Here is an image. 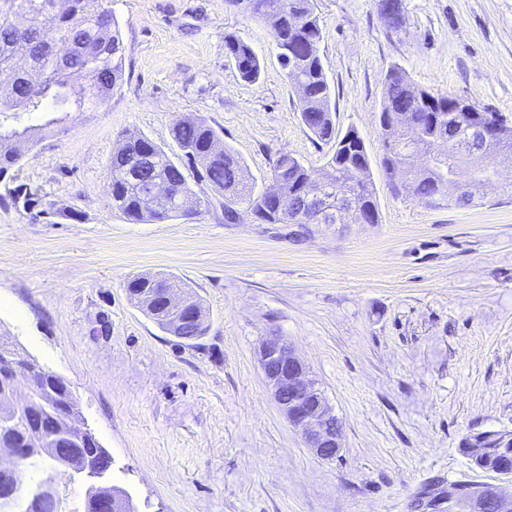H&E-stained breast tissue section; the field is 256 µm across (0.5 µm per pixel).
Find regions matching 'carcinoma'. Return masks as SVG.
Wrapping results in <instances>:
<instances>
[{"label": "carcinoma", "mask_w": 512, "mask_h": 512, "mask_svg": "<svg viewBox=\"0 0 512 512\" xmlns=\"http://www.w3.org/2000/svg\"><path fill=\"white\" fill-rule=\"evenodd\" d=\"M47 0H0V70L11 66L22 50L29 58L26 76L0 97V180L21 161L18 145L34 142L46 129L64 122L71 112H96L106 105L123 75L124 43L112 12L101 0H61L52 28L41 30L39 17ZM244 10L251 16L271 20L272 38L287 81L298 98L301 122L317 139L334 144L319 176L321 193L306 202L300 197L309 185L312 172L297 158L281 155L273 166L278 193L263 196L250 181L246 168L224 145V138L207 118L187 113L175 120L170 137L181 155L171 156L163 147L144 136L120 139L112 149L108 170L112 208L134 223H148L180 213V202L193 198L198 205H210L208 195L200 196L193 185H204L220 197L224 223L235 224L242 215H251L259 224H286L297 218L301 208L312 211L308 224H376L379 219L372 180V160L365 144L353 129L340 135L331 108V87L320 54L322 29L312 0H247ZM225 54L234 62L240 78L258 80L262 64L253 48L233 35L224 36ZM414 83L399 67L388 71L379 112L380 137L396 149L381 161L383 175L419 201L430 204L444 194V182L451 169L454 146L446 144L447 160L427 167L416 157L429 152L437 134L458 126L460 116L453 109L454 97L420 90L415 98L409 90ZM52 114L43 125H21L26 113ZM413 112L420 131L395 123L393 115ZM489 160L475 168L473 179L492 180L498 163H512V139L492 140L486 145ZM190 167L194 181L185 175ZM156 183L170 185L171 195L153 194ZM288 199V209L280 200ZM156 288L181 289L167 278L137 276L127 283L129 297ZM39 431L52 452L27 450L24 469L36 475L25 483L22 493L0 501V512H34L42 488L55 482L62 468L83 477L85 456L98 455L102 468L110 456L106 449L80 448L61 438L57 422L46 414L30 421L20 412L12 422L0 424V448L18 440L28 428ZM479 448L482 454L474 455ZM473 466L486 473H512V443L499 436L476 434L464 443ZM88 489L85 512H120L125 491L96 478Z\"/></svg>", "instance_id": "1"}]
</instances>
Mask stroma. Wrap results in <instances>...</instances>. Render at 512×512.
I'll return each mask as SVG.
<instances>
[{
	"label": "stroma",
	"instance_id": "1",
	"mask_svg": "<svg viewBox=\"0 0 512 512\" xmlns=\"http://www.w3.org/2000/svg\"><path fill=\"white\" fill-rule=\"evenodd\" d=\"M338 133L383 154L386 74L463 97L512 125V0H313ZM124 46L107 105L74 112L0 187V336L60 376L112 459L105 479L137 512H426L424 491L512 478L475 470L471 435L512 431V166L478 207L428 206L373 182L375 224L224 221L219 204L135 224L113 210L108 161L142 135L168 147L195 112L257 189L280 154L320 169L332 151L302 124L269 24L225 0H103ZM262 60L242 81L225 34ZM141 274L177 277L207 316L203 336L161 330L130 300ZM283 336L342 424L324 461L279 412L257 358Z\"/></svg>",
	"mask_w": 512,
	"mask_h": 512
}]
</instances>
